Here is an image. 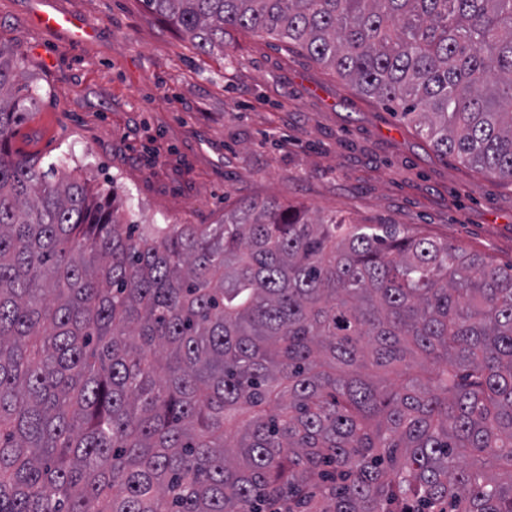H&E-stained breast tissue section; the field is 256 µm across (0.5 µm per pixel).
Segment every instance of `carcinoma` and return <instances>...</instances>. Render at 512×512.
<instances>
[{
    "instance_id": "cac0c4a2",
    "label": "carcinoma",
    "mask_w": 512,
    "mask_h": 512,
    "mask_svg": "<svg viewBox=\"0 0 512 512\" xmlns=\"http://www.w3.org/2000/svg\"><path fill=\"white\" fill-rule=\"evenodd\" d=\"M301 45L512 183V0H144ZM0 47V512H512V266L246 200L138 224L12 155Z\"/></svg>"
}]
</instances>
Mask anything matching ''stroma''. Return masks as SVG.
I'll return each instance as SVG.
<instances>
[{"label": "stroma", "mask_w": 512, "mask_h": 512, "mask_svg": "<svg viewBox=\"0 0 512 512\" xmlns=\"http://www.w3.org/2000/svg\"><path fill=\"white\" fill-rule=\"evenodd\" d=\"M43 11L89 39L41 30ZM0 45L36 89L13 149L118 191L139 223L218 224L276 200L512 266V183L439 155L298 45L230 28L202 53L142 0H0ZM38 21L46 29L66 33L74 44L81 43L90 36L88 30L78 25L76 20L67 13H43L39 16Z\"/></svg>", "instance_id": "stroma-1"}]
</instances>
